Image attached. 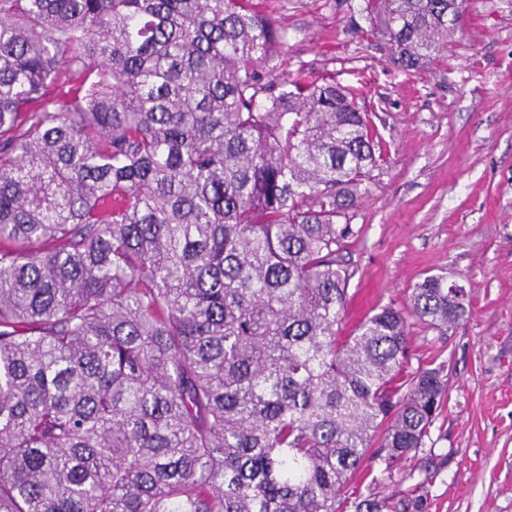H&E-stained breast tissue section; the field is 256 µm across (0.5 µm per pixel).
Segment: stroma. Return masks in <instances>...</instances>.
<instances>
[{"instance_id":"1","label":"stroma","mask_w":512,"mask_h":512,"mask_svg":"<svg viewBox=\"0 0 512 512\" xmlns=\"http://www.w3.org/2000/svg\"><path fill=\"white\" fill-rule=\"evenodd\" d=\"M260 2L286 34L277 70L363 88L382 149L342 252L353 274L344 332L376 307H404L429 273L471 293L470 316L447 333L407 321L398 384L440 365L448 374L423 447L391 468L366 458L336 508L409 494L428 512H512V0H466L447 65L418 71L366 39L362 0Z\"/></svg>"}]
</instances>
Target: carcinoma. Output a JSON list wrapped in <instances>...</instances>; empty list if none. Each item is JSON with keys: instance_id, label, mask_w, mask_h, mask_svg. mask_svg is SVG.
Here are the masks:
<instances>
[{"instance_id": "obj_1", "label": "carcinoma", "mask_w": 512, "mask_h": 512, "mask_svg": "<svg viewBox=\"0 0 512 512\" xmlns=\"http://www.w3.org/2000/svg\"><path fill=\"white\" fill-rule=\"evenodd\" d=\"M461 5L360 13L411 71ZM285 41L255 0H0V512H336L374 440L423 447L448 378L393 388L406 316L469 294L431 274L341 335L378 142Z\"/></svg>"}]
</instances>
